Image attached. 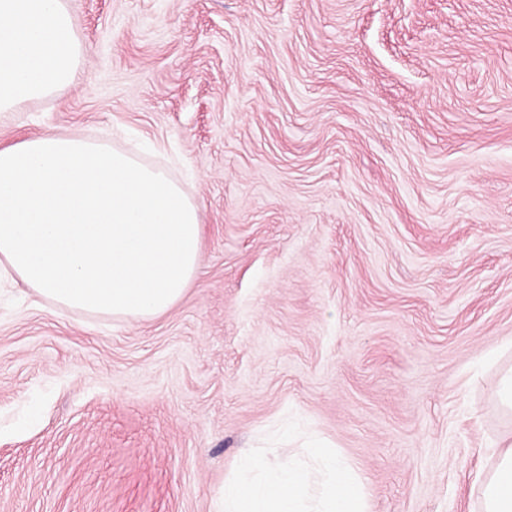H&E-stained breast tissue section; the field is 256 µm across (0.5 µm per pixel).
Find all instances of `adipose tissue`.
Wrapping results in <instances>:
<instances>
[{
  "label": "adipose tissue",
  "mask_w": 512,
  "mask_h": 512,
  "mask_svg": "<svg viewBox=\"0 0 512 512\" xmlns=\"http://www.w3.org/2000/svg\"><path fill=\"white\" fill-rule=\"evenodd\" d=\"M82 56L66 0H0V115L70 84ZM305 460L245 456L214 494V512H367L354 467L311 439ZM475 480L480 512H512V436Z\"/></svg>",
  "instance_id": "obj_1"
}]
</instances>
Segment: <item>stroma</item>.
Instances as JSON below:
<instances>
[{
  "mask_svg": "<svg viewBox=\"0 0 512 512\" xmlns=\"http://www.w3.org/2000/svg\"><path fill=\"white\" fill-rule=\"evenodd\" d=\"M73 82L0 143L108 139L199 206L150 319L0 283V512H212L325 439L368 512H475L512 433V0H67Z\"/></svg>",
  "mask_w": 512,
  "mask_h": 512,
  "instance_id": "obj_1",
  "label": "stroma"
}]
</instances>
